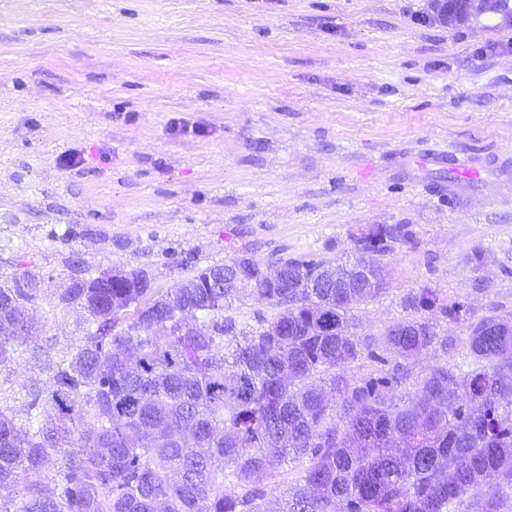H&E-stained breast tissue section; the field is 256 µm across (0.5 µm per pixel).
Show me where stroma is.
<instances>
[{
  "instance_id": "obj_1",
  "label": "stroma",
  "mask_w": 512,
  "mask_h": 512,
  "mask_svg": "<svg viewBox=\"0 0 512 512\" xmlns=\"http://www.w3.org/2000/svg\"><path fill=\"white\" fill-rule=\"evenodd\" d=\"M435 3L0 0V282L39 279L36 344L86 335L50 313L78 271L164 294L243 255L346 259L366 224L413 237L358 335L422 288L512 314V0L422 22ZM49 384L17 353L0 406L25 420Z\"/></svg>"
}]
</instances>
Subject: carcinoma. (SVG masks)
<instances>
[{"label": "carcinoma", "mask_w": 512, "mask_h": 512, "mask_svg": "<svg viewBox=\"0 0 512 512\" xmlns=\"http://www.w3.org/2000/svg\"><path fill=\"white\" fill-rule=\"evenodd\" d=\"M405 224L350 233L352 258L240 256L159 295L139 279L75 278L57 307L76 304L94 329L60 357L35 346L50 372L28 391L27 418L0 408V512H503L512 499V318L422 288L408 317L380 336L353 332L355 311L384 289V258L411 242ZM370 268L371 277L358 265ZM31 276L0 285V365L37 325ZM255 298V328L232 314ZM466 324L467 370L452 336ZM438 361L415 374L409 361ZM367 360L372 369L348 375ZM66 452L58 477L46 459ZM299 476L269 485L291 464ZM440 331L444 334H448V336H455L457 338L458 346L457 351L452 359H448L450 364L462 366L463 363H466L467 357V347L465 343L466 329L465 324L452 323L448 321H444L440 319Z\"/></svg>", "instance_id": "cac0c4a2"}]
</instances>
